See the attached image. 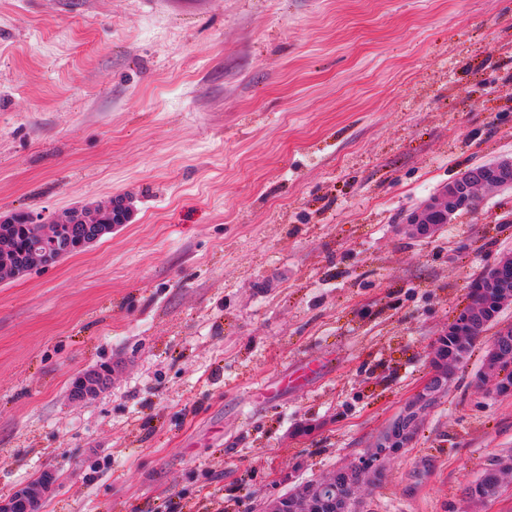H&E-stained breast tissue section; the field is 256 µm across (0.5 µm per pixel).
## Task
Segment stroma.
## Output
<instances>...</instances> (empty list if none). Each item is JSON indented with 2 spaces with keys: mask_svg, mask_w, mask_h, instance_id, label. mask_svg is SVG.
Instances as JSON below:
<instances>
[{
  "mask_svg": "<svg viewBox=\"0 0 512 512\" xmlns=\"http://www.w3.org/2000/svg\"><path fill=\"white\" fill-rule=\"evenodd\" d=\"M512 0H0V213L124 197L129 224L0 282V497L42 512H259L360 456L512 252ZM461 364L364 512H512V393ZM108 365L99 397L74 377ZM505 185H512V157L472 166L408 215L406 227L414 236L431 237L459 208H473L479 189ZM111 380L112 369L109 367H96L87 370L74 378L70 396L75 401L90 403L99 393L109 387ZM55 485V477L51 471H45L38 482L19 488L10 497L0 500L1 512H38L42 497Z\"/></svg>",
  "mask_w": 512,
  "mask_h": 512,
  "instance_id": "obj_1",
  "label": "stroma"
}]
</instances>
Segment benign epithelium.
<instances>
[{"label":"benign epithelium","mask_w":512,"mask_h":512,"mask_svg":"<svg viewBox=\"0 0 512 512\" xmlns=\"http://www.w3.org/2000/svg\"><path fill=\"white\" fill-rule=\"evenodd\" d=\"M505 185H512V157L472 166L408 215L406 227L412 235L428 238L448 223L458 209L474 207L478 190ZM101 208L115 212L112 222L88 221L87 214L93 210L91 206L56 215L30 214L29 223L41 225V230L16 261L14 276L21 277L33 270L53 266L75 249L87 250L117 227L129 223L132 216L127 201L119 197L110 199ZM490 288L495 290L501 302H512V253L501 256L471 283L468 303L456 311L448 329L429 346L430 373L401 411L377 435L373 446L358 460L337 467L335 474L267 500L263 512H362L364 492L379 481L386 463L409 447L424 415L448 392L454 370L462 359L461 350L483 336L490 322L487 302ZM450 336L456 337L459 349H448L446 341ZM510 347L512 327L495 336L486 350L480 385L483 392H502L497 369L506 357L512 355L508 352ZM111 380L112 369L109 367L87 370L74 378L70 396L75 401L89 403L109 387ZM54 485V474L46 471L37 483L24 486L0 500V512H39L42 497Z\"/></svg>","instance_id":"7a95c632"}]
</instances>
